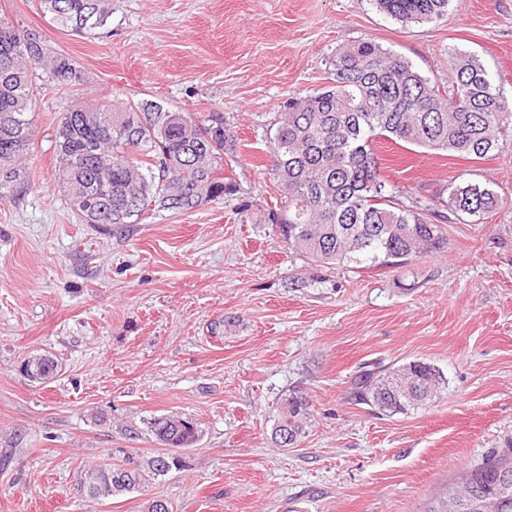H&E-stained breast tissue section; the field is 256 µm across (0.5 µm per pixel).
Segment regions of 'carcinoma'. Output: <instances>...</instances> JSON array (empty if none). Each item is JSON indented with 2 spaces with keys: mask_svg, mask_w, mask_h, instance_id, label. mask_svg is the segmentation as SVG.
<instances>
[{
  "mask_svg": "<svg viewBox=\"0 0 512 512\" xmlns=\"http://www.w3.org/2000/svg\"><path fill=\"white\" fill-rule=\"evenodd\" d=\"M406 26L448 19L450 0H376ZM61 29L92 35L112 18V0H39ZM48 84L38 87L36 71ZM451 82L431 84L405 57L370 41L336 50L328 84L288 98L271 139L270 154L279 211L270 221L289 249L318 265H398L447 244L443 222L479 221L500 205L499 196L478 183L449 187L448 213L422 197L394 195L380 177L373 151L378 139L470 160L512 145V103L473 54H448ZM83 72L68 54L54 51L39 34L0 18V196L18 191L22 160L33 136L32 104L51 89L65 93ZM58 180L70 209L84 224H141L162 211H187L224 199L231 185L224 172V117L201 120L148 100H104L76 104L54 131ZM45 380L57 366L38 355ZM410 376V385L383 394L382 381ZM445 378L433 366L413 362L360 367L350 399L383 414L406 413L434 400ZM310 403L302 395L282 399L272 430L280 447L306 433ZM151 432L165 448H188L197 429L179 417L162 416ZM156 454L121 451L113 465L88 468L80 491L92 499L136 492L168 471ZM512 455L495 454L471 467L460 491L440 498L427 512H481L480 501L497 498V512H512V496H498Z\"/></svg>",
  "mask_w": 512,
  "mask_h": 512,
  "instance_id": "1",
  "label": "carcinoma"
}]
</instances>
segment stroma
<instances>
[{
	"mask_svg": "<svg viewBox=\"0 0 512 512\" xmlns=\"http://www.w3.org/2000/svg\"><path fill=\"white\" fill-rule=\"evenodd\" d=\"M0 17L71 56L85 82L34 105L28 187L0 198V512H424L461 473L512 445V149L482 160L380 142L392 190L500 198L482 223L407 264L320 267L289 250L268 146L288 97L323 87L340 47L373 41L447 84L448 54L479 56L512 101V0H451L404 26L374 0H112L96 34L56 26L38 0ZM146 98L224 116L235 141L223 201L99 228L58 183L54 129L72 105ZM224 321L223 334L211 331ZM50 355L52 378L23 364ZM431 364L437 399L383 416L352 404L361 364ZM307 397L304 437L271 432L285 394ZM194 420L186 467L94 501L82 470L116 449L155 451L154 418Z\"/></svg>",
	"mask_w": 512,
	"mask_h": 512,
	"instance_id": "stroma-1",
	"label": "stroma"
}]
</instances>
